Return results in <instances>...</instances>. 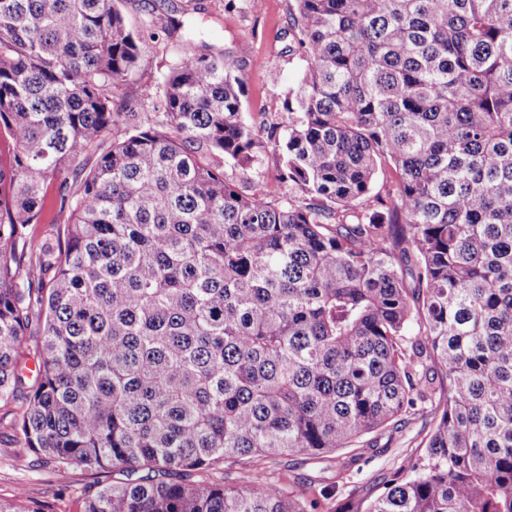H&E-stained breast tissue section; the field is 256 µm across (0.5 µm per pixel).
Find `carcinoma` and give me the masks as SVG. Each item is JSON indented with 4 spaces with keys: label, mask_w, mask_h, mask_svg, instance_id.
I'll return each mask as SVG.
<instances>
[{
    "label": "carcinoma",
    "mask_w": 512,
    "mask_h": 512,
    "mask_svg": "<svg viewBox=\"0 0 512 512\" xmlns=\"http://www.w3.org/2000/svg\"><path fill=\"white\" fill-rule=\"evenodd\" d=\"M119 2L0 0V436L61 481L125 476L84 512H308L232 465L425 414L347 512H512V0H294L278 183L248 193L223 160L263 142L223 54L176 57L158 125L115 105ZM50 183L67 218L29 243Z\"/></svg>",
    "instance_id": "carcinoma-1"
}]
</instances>
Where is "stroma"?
Segmentation results:
<instances>
[{"label": "stroma", "mask_w": 512, "mask_h": 512, "mask_svg": "<svg viewBox=\"0 0 512 512\" xmlns=\"http://www.w3.org/2000/svg\"><path fill=\"white\" fill-rule=\"evenodd\" d=\"M119 7L139 37L140 57L132 78L116 97L137 100L141 121H158L168 67L189 42L223 54L241 80L244 118L255 130L264 133L284 121L285 92L305 65L294 37V0H121ZM159 14L176 20V29L154 30L151 21ZM280 166L278 152L268 145L250 167L225 161L224 176L246 190L253 182L275 180ZM428 430L425 418L419 416L389 428L371 448H343L320 456L246 458L235 465L233 474L262 473L285 490L315 500L314 512H337L354 489L379 494L387 477L422 454ZM115 478L112 471L77 469L61 483L33 453L0 444V499L5 501L21 490L28 504L47 505L49 512H82L84 489ZM326 485L333 486L334 493L325 499L320 491Z\"/></svg>", "instance_id": "stroma-1"}]
</instances>
